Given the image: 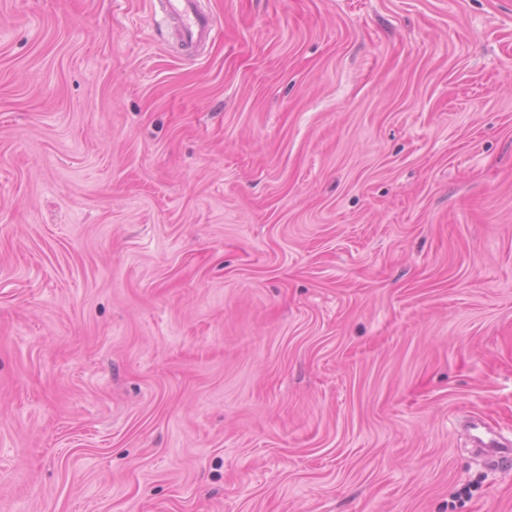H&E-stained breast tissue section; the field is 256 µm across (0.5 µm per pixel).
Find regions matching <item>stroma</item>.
<instances>
[{
  "label": "stroma",
  "mask_w": 512,
  "mask_h": 512,
  "mask_svg": "<svg viewBox=\"0 0 512 512\" xmlns=\"http://www.w3.org/2000/svg\"><path fill=\"white\" fill-rule=\"evenodd\" d=\"M0 0V512H512V0ZM163 3L165 12L178 24L182 46L190 54L198 55L214 36L213 16L200 8V0H158ZM471 429L477 431L473 440L477 450L484 456L494 460L496 465L512 463V440L504 442L501 437L483 420L476 418ZM486 434V436H485Z\"/></svg>",
  "instance_id": "35a3bbf8"
}]
</instances>
